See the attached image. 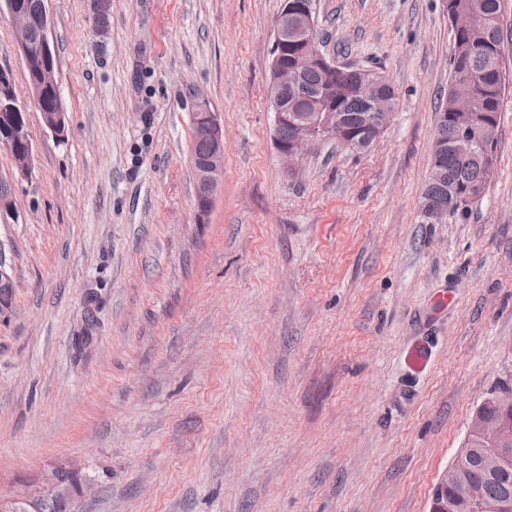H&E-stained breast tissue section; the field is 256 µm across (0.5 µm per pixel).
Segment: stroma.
I'll list each match as a JSON object with an SVG mask.
<instances>
[{
  "instance_id": "1",
  "label": "stroma",
  "mask_w": 512,
  "mask_h": 512,
  "mask_svg": "<svg viewBox=\"0 0 512 512\" xmlns=\"http://www.w3.org/2000/svg\"><path fill=\"white\" fill-rule=\"evenodd\" d=\"M45 6L61 141L0 15L33 145L25 179L0 147V495L74 461V512H429L512 383V85L483 196L431 224L442 0H316L322 50L399 107L366 152L328 141L292 171L267 98L281 0H112L101 35L93 0ZM195 90L224 124L204 211ZM60 98V93L53 88L45 91L43 96V109L45 112H42V120L46 128H48L52 133H54L60 139L64 136L65 125L63 124V120L66 121V116L64 109L62 107V103L58 104V99ZM56 110H60L63 112V116L61 113L49 114L46 112H56Z\"/></svg>"
}]
</instances>
